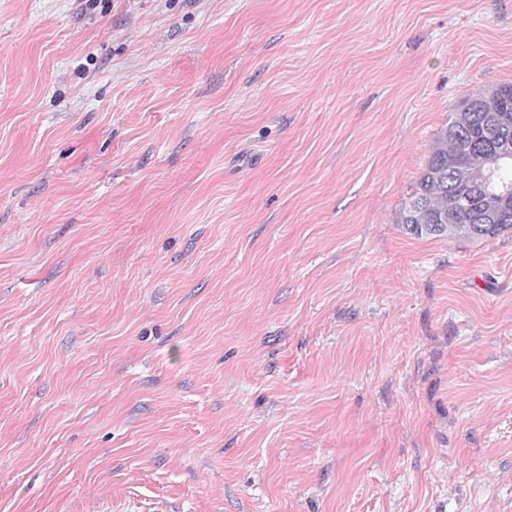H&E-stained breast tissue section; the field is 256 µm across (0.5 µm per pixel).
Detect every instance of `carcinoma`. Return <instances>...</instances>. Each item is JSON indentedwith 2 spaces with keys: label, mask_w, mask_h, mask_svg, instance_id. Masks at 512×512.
Wrapping results in <instances>:
<instances>
[{
  "label": "carcinoma",
  "mask_w": 512,
  "mask_h": 512,
  "mask_svg": "<svg viewBox=\"0 0 512 512\" xmlns=\"http://www.w3.org/2000/svg\"><path fill=\"white\" fill-rule=\"evenodd\" d=\"M512 84L464 99L441 130L425 167L398 213V223L418 237H492L512 229V199L503 201L462 180L467 172L512 185Z\"/></svg>",
  "instance_id": "obj_1"
}]
</instances>
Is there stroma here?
Returning <instances> with one entry per match:
<instances>
[{"label": "stroma", "mask_w": 512, "mask_h": 512, "mask_svg": "<svg viewBox=\"0 0 512 512\" xmlns=\"http://www.w3.org/2000/svg\"><path fill=\"white\" fill-rule=\"evenodd\" d=\"M512 0H0V512H512V229L397 213Z\"/></svg>", "instance_id": "stroma-1"}]
</instances>
